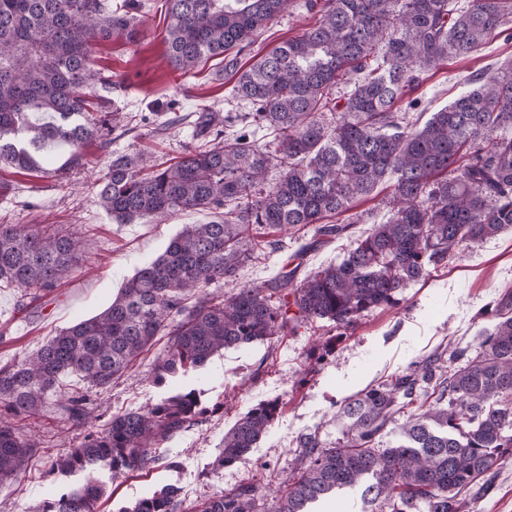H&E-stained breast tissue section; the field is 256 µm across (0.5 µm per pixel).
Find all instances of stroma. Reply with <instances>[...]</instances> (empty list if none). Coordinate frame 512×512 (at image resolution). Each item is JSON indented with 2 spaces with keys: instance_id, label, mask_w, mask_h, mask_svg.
Wrapping results in <instances>:
<instances>
[{
  "instance_id": "35a3bbf8",
  "label": "stroma",
  "mask_w": 512,
  "mask_h": 512,
  "mask_svg": "<svg viewBox=\"0 0 512 512\" xmlns=\"http://www.w3.org/2000/svg\"><path fill=\"white\" fill-rule=\"evenodd\" d=\"M141 2L145 35L138 43L118 36L95 47L97 64L111 75L112 89L93 92L90 99L95 110L119 117L106 147L89 146L84 166L70 172L62 185L50 177L19 176L0 168V224H51L79 232L85 241L81 268L52 291L34 294L0 283V364L103 311L136 268L157 258L182 225L213 218L211 212L195 210L162 223L119 224L97 202L96 181L110 154L143 153L158 163L179 157L196 137L191 115L208 112L220 119L237 109L230 96L234 70L214 57L203 61L195 76L173 71L165 58V0ZM304 2L294 0L240 54V63L310 28L317 14ZM511 62L512 39L496 38L470 57L443 63L424 75L410 96L420 111H435L464 90L467 75ZM169 118L172 128L158 134L156 124ZM389 191V184H381L376 197L360 201L356 210L367 215V222L352 225L341 236L321 242L310 227L273 234L272 247L244 267L236 281L218 284V291L229 294L290 270L301 279L336 262L371 224L383 221L381 199ZM507 291H512V230L471 244L459 260L405 288L396 308L364 314L346 334L319 321L269 342L220 352L193 381L210 409L205 421L164 446L153 469L116 483L111 500L100 503V512H118L166 484L178 487L185 512L249 481L276 495L295 466L305 435L315 433L325 443H336L340 432L332 417L347 397L389 381L413 362L444 349L476 352L480 333L489 325L482 311L493 308ZM330 338L336 347L322 354L315 344ZM152 359V353H144L126 375L96 396L92 424L102 426L113 413L143 407L177 386L174 378L154 383ZM273 399L283 408L269 432L245 459L213 472L225 433L250 408ZM13 423L37 446L28 466L0 488V512H34L63 483L49 470L52 460L78 444L84 430L65 422L54 400ZM487 479V488L460 494L459 512H512V455L504 456Z\"/></svg>"
}]
</instances>
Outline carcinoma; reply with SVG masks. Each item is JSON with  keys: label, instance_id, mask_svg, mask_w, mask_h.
<instances>
[{"label": "carcinoma", "instance_id": "cac0c4a2", "mask_svg": "<svg viewBox=\"0 0 512 512\" xmlns=\"http://www.w3.org/2000/svg\"><path fill=\"white\" fill-rule=\"evenodd\" d=\"M166 58L189 75L206 57L237 56L288 6V0H166ZM313 27L237 71L231 96L248 111L224 116L236 133L199 125L213 139L192 143L157 169L141 155L114 154L99 179L98 202L119 224L166 220L187 210L215 219L186 224L156 259L142 264L101 313L81 320L32 352L0 365V403L13 416L37 412L73 378L85 391L67 398L76 425L89 419L90 393L104 392L159 336L158 382L206 365L219 351L297 332L318 319L346 329L364 313L394 307L429 268L453 262L464 245L512 228V66L471 76L467 88L423 123L396 105L421 75L465 58L507 31L512 0H324ZM138 0H0V164L19 175L63 182L84 151L107 144L106 120L88 92L112 89L92 45L141 35ZM265 129L273 139L251 140ZM66 146L47 167L43 145ZM279 178L267 181L269 169ZM389 216L343 257L300 282L281 273L226 296L213 284L239 271L269 242L261 229L323 224L353 210L379 185ZM83 241L48 224H0V281L47 291L68 279ZM474 358L457 348L416 362L389 382L348 398L337 411L342 442L306 435L299 464L269 497L253 483L217 495L200 512H308L307 505L363 487L372 512H457L459 493L512 449V292L490 310ZM279 402L261 403L224 434L213 468L244 458L268 431ZM207 408L193 390L117 413L57 457L61 474L82 485L42 502L36 512H96L112 481L148 470L160 449L201 422ZM399 439L379 447L388 425ZM34 444L0 419V487L24 469ZM164 486L123 512H181Z\"/></svg>", "mask_w": 512, "mask_h": 512}]
</instances>
